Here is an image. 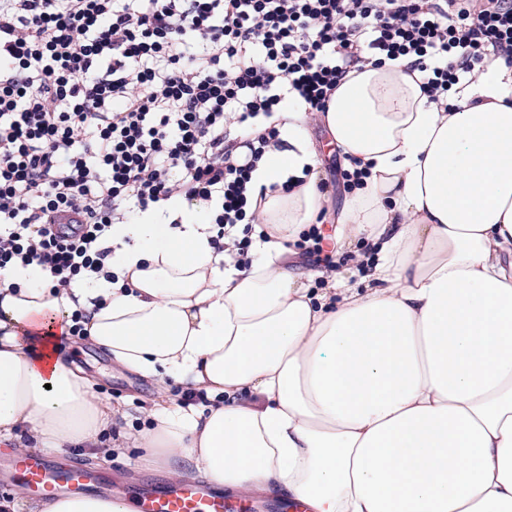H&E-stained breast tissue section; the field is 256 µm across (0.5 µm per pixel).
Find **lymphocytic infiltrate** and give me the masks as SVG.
<instances>
[{
	"instance_id": "1",
	"label": "lymphocytic infiltrate",
	"mask_w": 512,
	"mask_h": 512,
	"mask_svg": "<svg viewBox=\"0 0 512 512\" xmlns=\"http://www.w3.org/2000/svg\"><path fill=\"white\" fill-rule=\"evenodd\" d=\"M385 58L447 98L512 66V0H0V275L103 274L113 225L174 195L231 237L274 112Z\"/></svg>"
}]
</instances>
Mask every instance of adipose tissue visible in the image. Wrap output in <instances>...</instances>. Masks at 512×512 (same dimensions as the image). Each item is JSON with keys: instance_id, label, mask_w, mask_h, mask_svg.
<instances>
[{"instance_id": "adipose-tissue-1", "label": "adipose tissue", "mask_w": 512, "mask_h": 512, "mask_svg": "<svg viewBox=\"0 0 512 512\" xmlns=\"http://www.w3.org/2000/svg\"><path fill=\"white\" fill-rule=\"evenodd\" d=\"M423 82L406 59L363 63L326 111L282 108V145L251 176L267 236L249 267L213 244L209 205L177 196L113 225L114 280L1 277L0 444L136 448L171 479L276 489L313 512H512V69L443 105ZM313 123L363 173L334 231L375 248L362 292L287 262L332 207ZM79 308L111 364L153 379L151 427L132 430L59 351ZM173 382L207 406L171 399ZM0 512L129 509L79 496Z\"/></svg>"}]
</instances>
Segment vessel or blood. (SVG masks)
Returning <instances> with one entry per match:
<instances>
[{"instance_id": "1", "label": "vessel or blood", "mask_w": 512, "mask_h": 512, "mask_svg": "<svg viewBox=\"0 0 512 512\" xmlns=\"http://www.w3.org/2000/svg\"><path fill=\"white\" fill-rule=\"evenodd\" d=\"M16 476L24 492L34 498L109 494L122 496L123 488L111 473L78 463L63 462L39 450L16 457L0 479ZM223 491L208 483H155L135 493L134 512H232Z\"/></svg>"}]
</instances>
